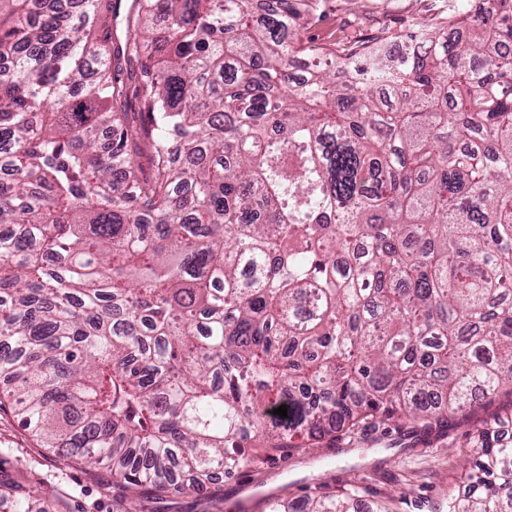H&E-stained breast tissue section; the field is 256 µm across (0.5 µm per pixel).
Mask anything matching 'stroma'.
Instances as JSON below:
<instances>
[{"mask_svg": "<svg viewBox=\"0 0 512 512\" xmlns=\"http://www.w3.org/2000/svg\"><path fill=\"white\" fill-rule=\"evenodd\" d=\"M425 0H361L349 17L344 0H326V18L304 30L303 38L330 40L336 31L368 36L376 27L399 28ZM512 435V392L501 391L486 407L452 417L445 427L425 434L393 423L336 427L315 448H282L264 464L212 481V494L234 512L247 497L275 492L296 499L321 486L340 495L358 489L366 503L383 512H448V501L466 484L472 454L467 435ZM22 466L34 476L59 483L69 494L71 512H126L112 487L109 468H89L40 447L13 413L0 411V468Z\"/></svg>", "mask_w": 512, "mask_h": 512, "instance_id": "obj_1", "label": "stroma"}]
</instances>
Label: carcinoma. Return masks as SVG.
<instances>
[{
  "label": "carcinoma",
  "instance_id": "obj_1",
  "mask_svg": "<svg viewBox=\"0 0 512 512\" xmlns=\"http://www.w3.org/2000/svg\"><path fill=\"white\" fill-rule=\"evenodd\" d=\"M36 2L0 0V382L32 438L109 465L131 512L176 488L223 512L213 474L299 431L512 392V0L320 43L323 0H139L111 48L99 0ZM473 454L448 512H512V440ZM37 485L0 469L13 512L68 509Z\"/></svg>",
  "mask_w": 512,
  "mask_h": 512
}]
</instances>
